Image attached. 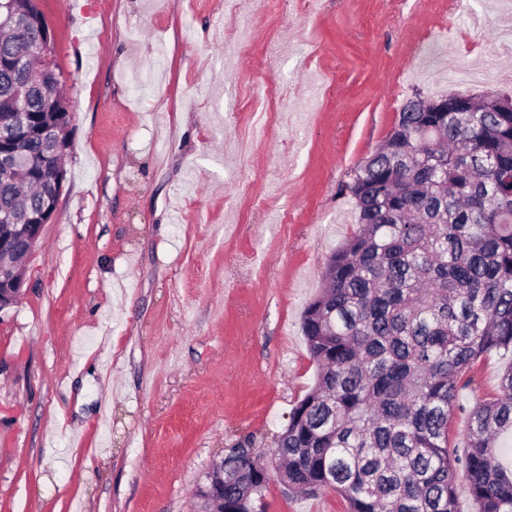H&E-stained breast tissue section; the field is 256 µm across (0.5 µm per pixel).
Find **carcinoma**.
I'll return each instance as SVG.
<instances>
[{"label": "carcinoma", "instance_id": "cac0c4a2", "mask_svg": "<svg viewBox=\"0 0 512 512\" xmlns=\"http://www.w3.org/2000/svg\"><path fill=\"white\" fill-rule=\"evenodd\" d=\"M37 0H0V123L20 156L0 173V212L25 223L66 171L64 83ZM465 112L418 97L343 191L356 231L329 256L302 332L318 365L261 465L250 440L224 449V512H257L270 481L344 512H512V363L468 413L464 454L448 424L464 372L512 354V97L458 92Z\"/></svg>", "mask_w": 512, "mask_h": 512}]
</instances>
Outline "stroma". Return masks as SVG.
<instances>
[{
  "label": "stroma",
  "mask_w": 512,
  "mask_h": 512,
  "mask_svg": "<svg viewBox=\"0 0 512 512\" xmlns=\"http://www.w3.org/2000/svg\"><path fill=\"white\" fill-rule=\"evenodd\" d=\"M66 179L0 311V512H193L225 448L268 458L316 364L301 330L355 228L339 187L415 96L512 95V0H38ZM482 15L474 29L467 14ZM246 23L226 56L219 18ZM478 77L452 81L458 60ZM512 358L464 374L449 445ZM264 512H343L270 483Z\"/></svg>",
  "instance_id": "35a3bbf8"
}]
</instances>
